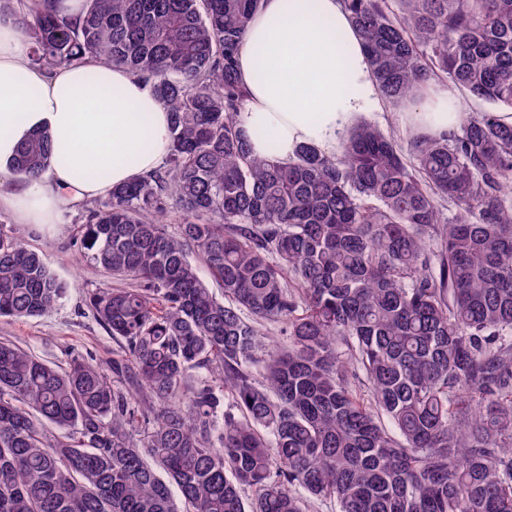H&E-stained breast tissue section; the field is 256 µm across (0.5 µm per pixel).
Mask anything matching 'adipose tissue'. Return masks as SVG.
Instances as JSON below:
<instances>
[{
    "label": "adipose tissue",
    "mask_w": 512,
    "mask_h": 512,
    "mask_svg": "<svg viewBox=\"0 0 512 512\" xmlns=\"http://www.w3.org/2000/svg\"><path fill=\"white\" fill-rule=\"evenodd\" d=\"M246 91L238 123L255 153L289 158L308 143L335 154L379 98L341 0H263L239 53ZM410 125L439 136L459 123L451 90L425 88L408 105ZM48 131L50 167L13 182L11 163L34 131ZM170 140L165 106L126 69L97 60L51 70L31 65L13 14L0 15V208L21 224H53L76 198L109 195L158 168Z\"/></svg>",
    "instance_id": "adipose-tissue-1"
}]
</instances>
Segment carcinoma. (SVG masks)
I'll list each match as a JSON object with an SVG mask.
<instances>
[{
  "label": "carcinoma",
  "mask_w": 512,
  "mask_h": 512,
  "mask_svg": "<svg viewBox=\"0 0 512 512\" xmlns=\"http://www.w3.org/2000/svg\"><path fill=\"white\" fill-rule=\"evenodd\" d=\"M343 3L383 101L446 78L491 107L404 146L360 122L334 155H256L238 49L261 0L21 17L33 65L128 70L171 139L78 217L81 257L127 283L87 297L109 368L0 339V512H512V0ZM52 153L36 131L13 171ZM66 292L1 224L0 319Z\"/></svg>",
  "instance_id": "obj_1"
}]
</instances>
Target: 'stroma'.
Masks as SVG:
<instances>
[{
  "mask_svg": "<svg viewBox=\"0 0 512 512\" xmlns=\"http://www.w3.org/2000/svg\"><path fill=\"white\" fill-rule=\"evenodd\" d=\"M78 214L77 207L69 206L59 223L20 225L10 212L0 210V224L18 228L26 242L42 251L47 264L68 284L60 306L37 318L0 321V336L53 363L79 355L105 364L119 352L120 345L94 316L86 297L89 291L107 283L108 277L78 254L72 238Z\"/></svg>",
  "mask_w": 512,
  "mask_h": 512,
  "instance_id": "stroma-1",
  "label": "stroma"
}]
</instances>
